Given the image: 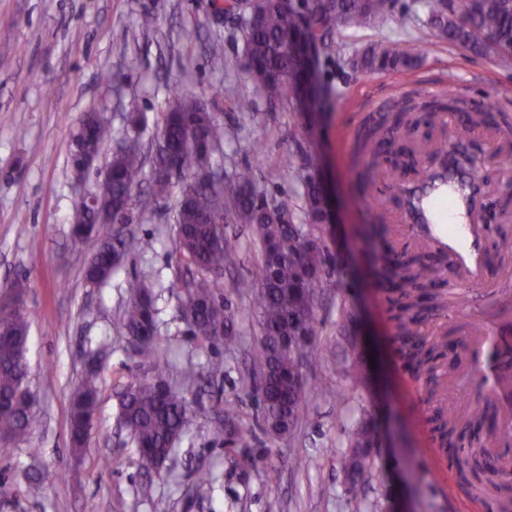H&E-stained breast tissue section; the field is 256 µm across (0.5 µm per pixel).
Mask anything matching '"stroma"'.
<instances>
[{
  "label": "stroma",
  "mask_w": 512,
  "mask_h": 512,
  "mask_svg": "<svg viewBox=\"0 0 512 512\" xmlns=\"http://www.w3.org/2000/svg\"><path fill=\"white\" fill-rule=\"evenodd\" d=\"M218 0H0V295L23 287L21 309L30 323L27 382L35 396V425L22 442L0 446V512H497L491 501L469 494L432 431L436 414L465 424L481 400L460 391L469 365L465 344L475 336L490 305L474 291L466 314L430 317L425 335L448 341L437 369L435 396H428L404 362L395 340L387 295L370 274L381 249L414 250L398 232V219L380 236L365 238L364 199L391 209L396 202L390 173L380 172L371 194L356 189L350 150L373 107V83L386 93L412 95L441 79H461L466 93L512 113V68L494 57L463 53L441 42L427 23L425 0H388L387 24L357 30L331 27L339 46L318 52L314 91L318 109L298 112L260 96L243 67V21L220 17ZM156 19L144 30L142 13ZM221 40L224 67L214 69L207 45ZM416 46L420 68L406 76L355 70L353 59L372 42ZM201 95L222 124V151L215 161L225 175L250 167L275 204L305 221L308 178L322 185L330 222L324 239L331 263L317 289L319 331L304 365L307 392L294 435L278 440L259 406L252 351L260 330L252 312L259 277L260 244L247 224H228L224 234L238 259L222 276L219 300L236 316L231 345L202 343L181 316L185 263L175 248L174 200L157 201L142 189L130 226L151 249L128 250L123 266L104 285L86 282L89 250L70 236L74 201L96 188V177L76 186L70 141L84 115L107 110L112 139L129 130L126 114L141 112L145 156H153L170 90ZM255 108L237 110L239 94ZM492 179L487 247L504 293L512 294V207L500 206L501 180L511 165L489 162L506 150L493 124L475 136ZM146 276L157 285L159 345L167 379L194 367L199 381L188 394L197 417L160 472H146L118 422V396L133 379H150V360L140 355L119 323L128 300L126 282ZM99 354L98 417L85 448L69 441L72 395L91 354ZM363 368L351 379L350 362ZM234 402L252 432L249 447L230 448L211 429ZM381 427L386 442L357 485L345 478L353 432L366 420ZM303 467H296L295 458ZM274 468L275 480L262 472ZM213 480L199 487V471ZM152 493H139L143 484Z\"/></svg>",
  "instance_id": "35a3bbf8"
}]
</instances>
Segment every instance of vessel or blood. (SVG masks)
Here are the masks:
<instances>
[{
  "instance_id": "vessel-or-blood-1",
  "label": "vessel or blood",
  "mask_w": 512,
  "mask_h": 512,
  "mask_svg": "<svg viewBox=\"0 0 512 512\" xmlns=\"http://www.w3.org/2000/svg\"><path fill=\"white\" fill-rule=\"evenodd\" d=\"M472 139L450 136L440 149L445 165H429L398 186L400 216L412 236L447 255L449 278L478 288L489 287L487 228L483 221L488 187L476 169L462 172L460 158L469 156ZM502 346L497 321H485L478 343L471 345L472 370L463 381L472 391L493 397L503 423L512 422V387L502 383Z\"/></svg>"
}]
</instances>
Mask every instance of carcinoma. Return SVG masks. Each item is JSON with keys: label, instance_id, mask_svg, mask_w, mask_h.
I'll list each match as a JSON object with an SVG mask.
<instances>
[{"label": "carcinoma", "instance_id": "obj_1", "mask_svg": "<svg viewBox=\"0 0 512 512\" xmlns=\"http://www.w3.org/2000/svg\"><path fill=\"white\" fill-rule=\"evenodd\" d=\"M386 0H305L303 8L292 0H224L222 14H237L245 21L244 67L258 91L271 103H287L299 111L311 110L318 99L310 94L297 55L288 37L297 41L321 39L326 51L333 43L326 31L336 25L366 28L386 24L391 15ZM430 25L438 37L475 54L494 50L497 62L512 66V0H426ZM420 56L413 49L396 44H369L354 60V68L365 73H401L418 66ZM486 105L462 95L454 87L448 93L423 94L416 100L392 105V115H383L368 123L353 143L352 155L357 168L356 180L362 190L374 185L373 172L382 164L399 169L407 166L408 154L395 136L398 130L417 131L423 116L452 111L461 121L459 135L469 125L484 120ZM83 135L71 152L70 164L78 156L101 153L112 136L107 113L89 112L81 121ZM166 149L154 154L150 174H145L142 153H116L107 163V179L98 189L99 210L112 212V219L129 224L134 194L140 183L151 179L154 197L176 198V249L184 257L190 279L182 304L194 334L207 343L235 340V316L220 301L221 273L234 263L237 247L224 237V225L252 226L261 250V277L257 284L253 312L258 318L261 339L252 359L261 375L260 400L267 425L277 424L278 436L291 433L288 420H297L304 398L303 387L296 382L299 356L288 346L291 331L317 334L316 288L320 285L328 247L322 236L327 221L323 208V188L313 179L304 191L308 224L293 223L291 211L270 204L259 190L252 170L241 168L224 178L216 188L205 175L216 162L214 153L221 142L220 125L215 113L204 107L199 96L176 91L168 100L163 125L159 130ZM106 224L93 212L73 207L71 232L82 245L92 250L86 268V280L99 285L109 281L122 263L126 246L138 244L135 238L112 242V236L100 233ZM309 237L313 246L299 254L288 250L295 236ZM373 275L388 294L389 311L395 325L401 354L417 380L432 392L438 361L445 357L447 345L422 335L421 326L430 310L447 307L442 295L431 289L438 279L425 247L415 253L382 252L374 258ZM129 301L122 312L123 329L137 339L140 353L160 363L163 356L154 350L157 332L153 283L144 278L127 282ZM14 336L0 338V438L20 439L34 426L32 409L18 401L28 390L26 352L29 322L25 315L10 319ZM198 378L195 369L181 375V387L163 379L157 382L135 381L119 401V418L138 449L141 466L158 470L175 444L187 431L196 411L185 395V388ZM98 373L88 370L71 399L70 442L83 450L87 425V407L97 399ZM239 408L224 403V420L236 424L233 434L222 426L213 428L216 436L235 447H248V431L239 425ZM487 420V408L479 406L471 416L468 431L440 418L433 431L440 447L455 459L457 473L476 482L480 493L499 504V512H512V479L497 471H483L473 461V449L481 444L480 431ZM380 435L374 425L354 432L351 447L371 450L378 447Z\"/></svg>", "mask_w": 512, "mask_h": 512}]
</instances>
